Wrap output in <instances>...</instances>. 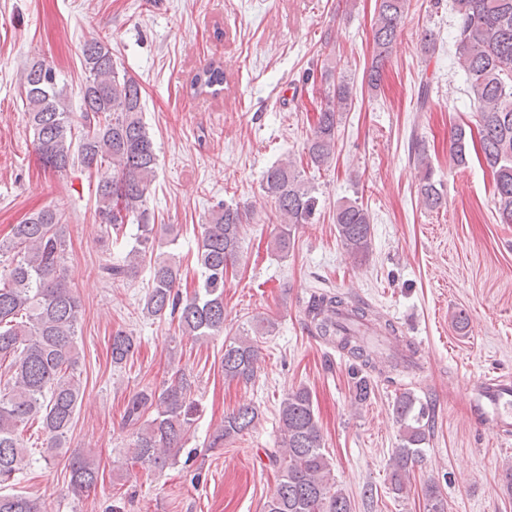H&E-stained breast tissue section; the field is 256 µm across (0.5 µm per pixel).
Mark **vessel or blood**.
<instances>
[{
    "label": "vessel or blood",
    "mask_w": 512,
    "mask_h": 512,
    "mask_svg": "<svg viewBox=\"0 0 512 512\" xmlns=\"http://www.w3.org/2000/svg\"><path fill=\"white\" fill-rule=\"evenodd\" d=\"M338 321L369 340L376 349L383 351L389 348V338L382 336L369 324L344 314L339 315ZM466 396L471 414L478 425L497 437H512L511 377L479 376L470 381Z\"/></svg>",
    "instance_id": "obj_1"
}]
</instances>
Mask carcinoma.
I'll list each match as a JSON object with an SVG mask.
<instances>
[{"label": "carcinoma", "instance_id": "1", "mask_svg": "<svg viewBox=\"0 0 512 512\" xmlns=\"http://www.w3.org/2000/svg\"><path fill=\"white\" fill-rule=\"evenodd\" d=\"M407 0H379L373 25L376 54L367 70L368 83L378 86L385 63L402 31ZM456 18V55L470 83V95L478 117L480 150L491 169L494 200L502 222L512 224V0H453ZM85 81L81 86L82 109L74 116L67 95L60 88L55 68L38 59L28 64L19 94L26 106L28 125L39 161L46 169L62 171L78 162L101 174L95 196V217L114 234L113 243L125 238L127 225L136 226L125 256L103 268L111 279L133 280L149 267L148 290L142 313L151 320H177L181 335L198 342L224 332V284L229 267L240 250V228L248 207L218 202L202 225L195 263L197 289L182 296L181 260L161 252L163 238L177 241L175 225L157 227L147 200L155 180V143L142 118V88L121 71L112 46L94 39L81 50ZM224 85L219 62L206 64L193 78L194 95L215 94ZM352 104L345 78L332 82L324 97L313 133L307 142L311 165L328 167L336 152L340 112ZM472 134L457 125L448 139L453 159L464 164ZM421 168L419 196L429 209L445 204L434 179L426 149L412 144ZM261 190L274 205L275 251L288 255L298 226L309 224L317 208L314 187L306 182L291 160L269 167ZM336 232L346 253L355 261L372 249V228L366 209L355 200L338 205ZM66 228L61 214L46 208L12 229L0 240V362L13 370L6 391L0 392V490L13 485L30 466V454L19 437V427L39 422L47 437L45 460L62 454L78 403L81 382L76 376L80 360L77 342L82 318L80 300L68 282L65 269ZM344 309L361 321L369 309L352 304L329 291L311 293L306 313L312 332L359 361L353 373V403L364 405L372 394L370 372L376 370L365 346L352 336L336 331L333 318ZM275 319L253 318L250 328L224 339V377L248 384L259 369V337L270 335ZM112 364L128 361L137 339L118 330L111 337ZM191 381L178 370L160 394L140 391L128 400L125 424L132 431L133 458L153 470L175 460L194 422L190 400ZM393 413L401 426V443L391 458V490L403 497L411 491V473L424 456L422 445L432 428L428 404L406 390L395 396ZM280 453L279 483L264 512H352L350 498L337 487L329 459L323 453V435L316 419L310 390L298 387L281 401L278 414ZM258 411L242 404L224 415V424L213 434L209 447L218 448L256 426ZM69 485L76 495L98 481L99 466L88 455L69 459ZM427 512H448V501L437 483L422 484ZM0 512H42L38 501L19 494L0 493Z\"/></svg>", "mask_w": 512, "mask_h": 512}]
</instances>
